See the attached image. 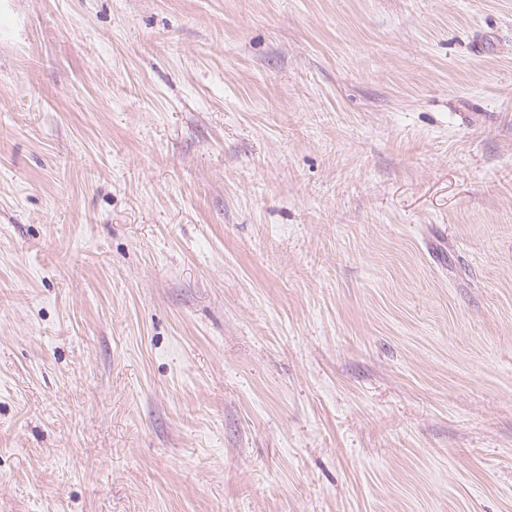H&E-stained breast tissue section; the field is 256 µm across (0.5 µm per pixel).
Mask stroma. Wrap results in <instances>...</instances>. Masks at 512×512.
<instances>
[{
  "label": "stroma",
  "instance_id": "1",
  "mask_svg": "<svg viewBox=\"0 0 512 512\" xmlns=\"http://www.w3.org/2000/svg\"><path fill=\"white\" fill-rule=\"evenodd\" d=\"M0 512H512V0H0Z\"/></svg>",
  "mask_w": 512,
  "mask_h": 512
}]
</instances>
